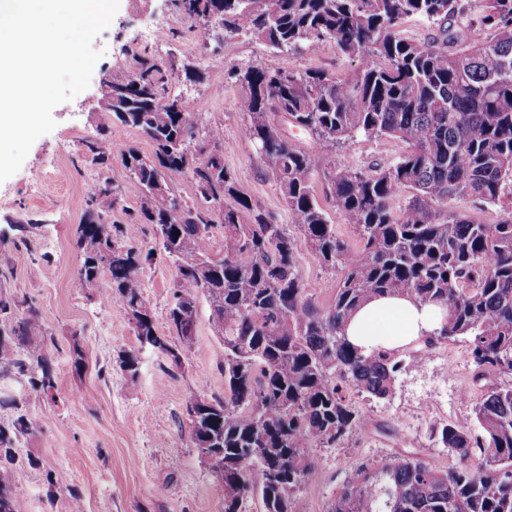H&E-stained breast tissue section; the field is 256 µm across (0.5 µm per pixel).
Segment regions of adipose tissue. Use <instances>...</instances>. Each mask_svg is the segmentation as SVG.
I'll return each mask as SVG.
<instances>
[{
    "instance_id": "obj_1",
    "label": "adipose tissue",
    "mask_w": 512,
    "mask_h": 512,
    "mask_svg": "<svg viewBox=\"0 0 512 512\" xmlns=\"http://www.w3.org/2000/svg\"><path fill=\"white\" fill-rule=\"evenodd\" d=\"M445 319L439 305H423L394 295L370 300L345 325V335L363 352L399 350L421 339L438 335Z\"/></svg>"
}]
</instances>
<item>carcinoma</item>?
I'll return each instance as SVG.
<instances>
[{"label": "carcinoma", "instance_id": "carcinoma-1", "mask_svg": "<svg viewBox=\"0 0 512 512\" xmlns=\"http://www.w3.org/2000/svg\"><path fill=\"white\" fill-rule=\"evenodd\" d=\"M189 18L222 13L220 27L244 32L284 51L334 42L356 60L346 76L322 70L284 71L261 64L239 74L238 101L250 116L244 135L256 142L314 257L338 273L333 300L312 305L301 284L294 242L282 225L254 205L212 148L221 129L199 126L189 101L173 94L160 64L147 53L131 70L112 72V118L154 144L153 158L128 147L124 168L141 186V218L155 226L175 266L169 327L157 333L143 296L140 253L120 241L100 204L112 182L96 183L79 225L82 263L72 287L83 291L107 274L112 301L135 319L139 343L179 364L194 343L200 298L224 344V399L187 408L195 446L213 437L224 449V512H241L259 491L263 512H306L302 487L313 468L310 450L340 446L369 428L354 395L391 397L402 369L398 353L364 354L344 324L376 295H408L446 308L437 339L469 342L475 379L485 391L473 406L474 428L438 424L431 437L457 457L442 470L416 455L361 464L334 494L327 512H512V205L482 224L448 201L497 204L512 186V0H177ZM410 17L436 26L415 42L400 36ZM286 113L330 152L362 135L406 145L389 165L367 171L328 164L326 181L344 223L358 232L350 249L317 202L312 159L290 144L271 120ZM111 130L86 142L106 165ZM191 173L201 196L231 198L224 207V255L200 249L216 224L202 206L184 201L176 174ZM412 191L405 208L392 206ZM22 349L0 340V373L14 367L39 392L55 389L35 308L10 329ZM34 430L24 415L0 426V448Z\"/></svg>", "mask_w": 512, "mask_h": 512}]
</instances>
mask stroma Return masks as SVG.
Instances as JSON below:
<instances>
[{"instance_id":"obj_1","label":"stroma","mask_w":512,"mask_h":512,"mask_svg":"<svg viewBox=\"0 0 512 512\" xmlns=\"http://www.w3.org/2000/svg\"><path fill=\"white\" fill-rule=\"evenodd\" d=\"M92 46L102 56L89 87L54 109L55 128L39 137L21 168L0 183V299L18 315L36 308L43 333L33 342L46 352L56 379L46 396L33 391L20 373L0 377V394L17 402L0 407V425L10 426L19 412L35 424L31 434L16 440L13 461L0 462V480L9 485L17 512H70L76 496L83 512H224V490L201 459L186 415L194 399L224 395V345L210 325L207 303L198 307L194 344L178 366L141 350L128 315L105 300L112 288L108 277L80 292L72 286L81 262L76 240L89 187L111 179L116 194L110 218L123 228L128 245L151 252L140 269L144 297L159 334L178 344L167 318L175 269L154 250V227L140 217L141 189L120 157L129 146L153 155V144L138 130L116 123L110 166L94 163L85 151L103 122L96 113L101 81L112 69L131 68L137 52L162 62L174 91L189 99L201 126L222 129L217 149L240 189L285 224L288 208L277 182L257 146L243 135L247 117L238 106L242 89L236 75L262 64L346 76L355 63L331 42L280 52L253 37L205 32L172 0H119L110 25ZM189 69L197 80L187 79ZM280 129L311 156L315 195L337 236L357 246L355 229L326 195V163L358 169L388 163L404 152V143L358 136L327 157L311 132L289 123ZM291 237L307 297L327 306L335 295L336 271L318 262L299 232ZM75 339L85 355L78 368L70 353ZM417 347L425 361L406 363L390 398H358L372 417L371 429L350 435L341 446L313 450L315 467L304 487L307 512H326L339 486L368 461L415 454L441 469L454 464L430 431L440 423H472V407L483 390L474 380L468 342L460 337L421 341ZM129 354L138 360L133 372L121 365Z\"/></svg>"}]
</instances>
